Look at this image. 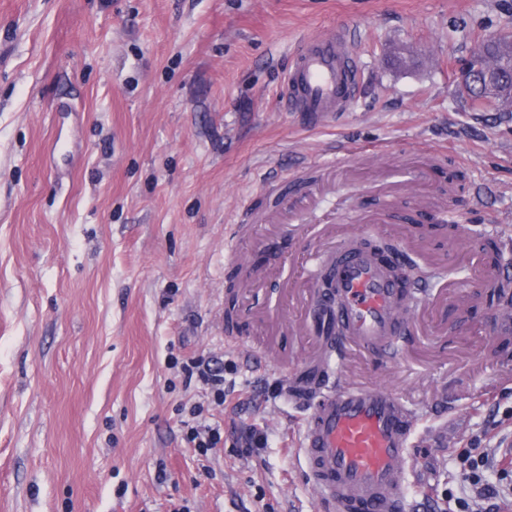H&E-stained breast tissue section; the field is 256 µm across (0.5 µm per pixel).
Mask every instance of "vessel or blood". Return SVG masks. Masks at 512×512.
Instances as JSON below:
<instances>
[{"mask_svg":"<svg viewBox=\"0 0 512 512\" xmlns=\"http://www.w3.org/2000/svg\"><path fill=\"white\" fill-rule=\"evenodd\" d=\"M361 88L354 30L304 39L290 60L280 90L288 111L317 125L350 111ZM332 252L317 226L301 227L288 253L290 273L304 276L288 305L301 311L298 327L313 336L305 359L313 373L299 405L309 416L299 453L324 512H410L419 412L398 394L346 381L326 388L327 374L342 375L341 349L393 355L416 317L399 318V290L366 250L342 254L328 274L331 293L317 288L315 269Z\"/></svg>","mask_w":512,"mask_h":512,"instance_id":"b4317fda","label":"vessel or blood"}]
</instances>
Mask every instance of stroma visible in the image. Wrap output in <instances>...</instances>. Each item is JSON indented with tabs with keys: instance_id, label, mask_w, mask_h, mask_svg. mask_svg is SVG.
<instances>
[{
	"instance_id": "1",
	"label": "stroma",
	"mask_w": 512,
	"mask_h": 512,
	"mask_svg": "<svg viewBox=\"0 0 512 512\" xmlns=\"http://www.w3.org/2000/svg\"><path fill=\"white\" fill-rule=\"evenodd\" d=\"M341 19L362 28V92L311 127L278 89L298 42ZM505 31L512 0H0V512H323L304 413L247 345L292 370L310 346L263 315L291 286V236L269 221L285 196L337 245L415 264L411 306L472 288L397 357H346L421 414L415 512H458L460 449L512 474V356L493 353L473 265L365 223L383 171L422 164L394 214L424 223L416 196L434 194L512 261V112L473 109L457 80ZM346 143L365 150L356 179ZM190 355L223 364V404L185 380ZM198 405L221 432L204 456L185 442Z\"/></svg>"
}]
</instances>
